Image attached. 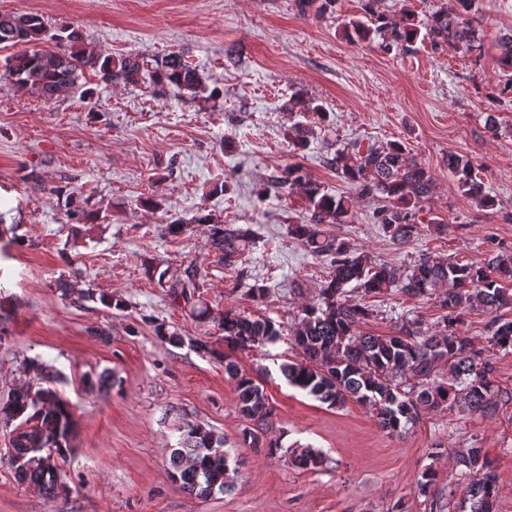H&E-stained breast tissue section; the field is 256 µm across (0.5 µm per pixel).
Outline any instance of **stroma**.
Here are the masks:
<instances>
[{"label":"stroma","mask_w":512,"mask_h":512,"mask_svg":"<svg viewBox=\"0 0 512 512\" xmlns=\"http://www.w3.org/2000/svg\"><path fill=\"white\" fill-rule=\"evenodd\" d=\"M337 14L305 18L293 0H0V13L36 12L54 27L73 24L104 53L161 54L185 49L221 97L181 99L149 85L83 87L52 101L0 80V395L19 382L23 361L52 365L76 420L72 451L62 464L69 493L47 501L18 481L0 428V512H431L417 491L425 470L437 473L443 512H470L472 473L455 463L460 448L478 446L497 478L498 512H512V353H494L501 400L494 415L461 408L423 415L403 437L380 432L370 408L332 409L287 385L279 364L294 358L289 337L238 354L275 408L277 448L241 444L246 425L235 406L223 362L196 351L195 340L219 342L225 310L290 320L315 299L330 261L309 255L288 232L302 220L301 196L263 194L269 176L301 165L329 193L349 186L327 165L341 144L402 142L435 180L425 212L442 232L421 230L396 246L370 216L374 200L356 201L347 223L328 225L376 259L395 266L421 253L481 264L492 241L512 246V94L498 86L496 37L512 30V0H474L484 31L482 51L417 46L382 54L375 43L349 40L341 19L360 15L361 0H339ZM239 61L227 65L224 50ZM302 90L330 114L306 148L289 146L283 106ZM495 113L498 132L486 126ZM470 155L497 199L485 210L462 196L448 174L449 153ZM227 183L228 192L212 194ZM55 186L98 210L92 224L71 223ZM156 198L157 206L140 201ZM255 232L236 268L219 265L198 209ZM189 220L185 234H165L168 217ZM198 266L210 312L195 322L173 303L157 276ZM74 282L62 296L56 283ZM267 284L264 302L248 284ZM122 298L106 308L99 294ZM375 310L367 328L391 333L419 315L436 323L433 302L398 290L366 295ZM178 329L179 344L161 342L155 322ZM114 374L110 390L85 376ZM187 415L224 433L231 453V492L201 499L172 481L178 442L174 417ZM319 450L320 467H293L289 454Z\"/></svg>","instance_id":"1"}]
</instances>
